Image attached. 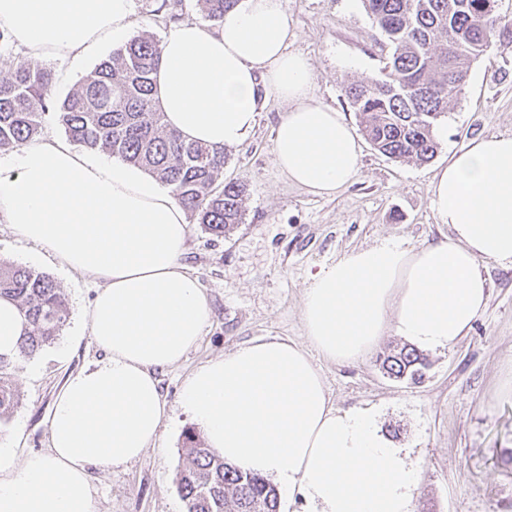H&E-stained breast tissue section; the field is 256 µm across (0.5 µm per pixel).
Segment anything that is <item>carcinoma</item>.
<instances>
[{"label":"carcinoma","mask_w":512,"mask_h":512,"mask_svg":"<svg viewBox=\"0 0 512 512\" xmlns=\"http://www.w3.org/2000/svg\"><path fill=\"white\" fill-rule=\"evenodd\" d=\"M216 23L239 0H198ZM498 0H363L389 49L382 76L344 89L370 144L396 161L434 157L435 128L448 102L461 93L471 63L512 26L497 14ZM160 44L149 36L127 41L90 71L63 100L53 95L45 65H21L0 78V150L18 148L39 135L42 118L55 109L68 138L138 165L169 186L183 208L219 236L242 223L245 185L224 183V148L188 142L167 126L153 97ZM0 299L24 320L12 357L0 355V421L18 407L12 376L62 335L69 312L47 273L0 260ZM427 366L418 350L403 346L383 355L395 378L419 381ZM187 463L177 472L186 512H279L277 490L244 473L187 435Z\"/></svg>","instance_id":"obj_1"}]
</instances>
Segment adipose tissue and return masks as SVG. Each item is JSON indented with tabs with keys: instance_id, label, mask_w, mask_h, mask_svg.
<instances>
[{
	"instance_id": "obj_1",
	"label": "adipose tissue",
	"mask_w": 512,
	"mask_h": 512,
	"mask_svg": "<svg viewBox=\"0 0 512 512\" xmlns=\"http://www.w3.org/2000/svg\"><path fill=\"white\" fill-rule=\"evenodd\" d=\"M133 0H0V22L28 58L79 66L120 48ZM283 0H243L215 27L186 20L164 36L154 97L167 126L217 148L254 129L263 93L287 104L274 162L292 184L332 196L358 175L362 147L341 113L312 93L314 70L286 45ZM432 205L449 232L408 248L394 239L350 251L310 275L308 346L351 364L386 333L423 350L454 346L489 302L480 266L512 264V134L475 137L440 167ZM0 214L14 236L99 284L87 312L104 357L70 375L48 416L50 450L13 460L0 448V512H93L89 471L139 459L166 415L157 370L194 349L208 299L182 262L187 215L141 167L59 139L0 155ZM295 341L254 340L196 370L184 407L208 448L274 479L305 512H414L420 463L377 412L333 405Z\"/></svg>"
}]
</instances>
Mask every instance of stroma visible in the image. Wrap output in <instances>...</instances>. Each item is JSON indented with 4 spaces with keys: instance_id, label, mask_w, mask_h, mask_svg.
Returning <instances> with one entry per match:
<instances>
[{
    "instance_id": "1",
    "label": "stroma",
    "mask_w": 512,
    "mask_h": 512,
    "mask_svg": "<svg viewBox=\"0 0 512 512\" xmlns=\"http://www.w3.org/2000/svg\"><path fill=\"white\" fill-rule=\"evenodd\" d=\"M163 0H133L132 36L162 40L171 22ZM294 35L288 50L308 59L314 95L356 114L348 83L379 77L384 57L362 0H283ZM286 106L268 96L241 143L228 147L221 179L246 186L244 218L226 235L190 224L183 262L198 278L210 316L196 349L160 372L167 413L161 437L138 460L91 472L94 512H185L176 473L186 463L188 433L198 435L181 402L186 379L207 360L266 336L304 342L303 290L310 274L357 247L392 238L416 247L442 227L432 208L431 180L471 138L512 134V44H492L469 69L466 84L436 128L439 144L426 163L398 162L364 145L357 178L333 197L288 183L273 159L275 126ZM50 274L70 315L55 343L13 375L20 404L0 421V446L15 458L49 450L47 418L66 378L103 354L90 341L86 312L97 286L62 267L31 243L17 241L0 215V260ZM481 271L490 299L485 313L452 348L429 352L422 382L384 373L387 335L359 361L320 367L335 406L372 408L398 447L421 464L415 512H512V266L488 262Z\"/></svg>"
}]
</instances>
